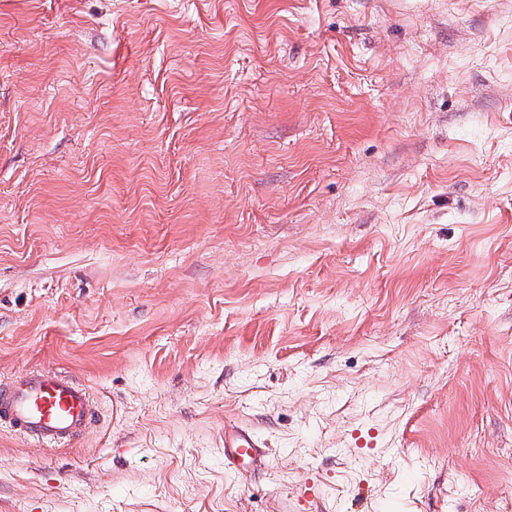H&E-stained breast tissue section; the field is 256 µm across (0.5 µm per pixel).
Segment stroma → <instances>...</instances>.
Listing matches in <instances>:
<instances>
[{
	"instance_id": "obj_1",
	"label": "stroma",
	"mask_w": 512,
	"mask_h": 512,
	"mask_svg": "<svg viewBox=\"0 0 512 512\" xmlns=\"http://www.w3.org/2000/svg\"><path fill=\"white\" fill-rule=\"evenodd\" d=\"M36 369L96 413L0 512H512V0H0ZM266 462L264 443L248 428L224 427V466L238 470L242 463H249L253 470L260 469Z\"/></svg>"
}]
</instances>
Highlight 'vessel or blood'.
Segmentation results:
<instances>
[{
	"label": "vessel or blood",
	"mask_w": 512,
	"mask_h": 512,
	"mask_svg": "<svg viewBox=\"0 0 512 512\" xmlns=\"http://www.w3.org/2000/svg\"><path fill=\"white\" fill-rule=\"evenodd\" d=\"M92 416L86 389L57 372H37L0 388V422L48 446L75 439ZM265 462V446L250 429L225 430V467L247 463L256 470Z\"/></svg>",
	"instance_id": "obj_1"
}]
</instances>
